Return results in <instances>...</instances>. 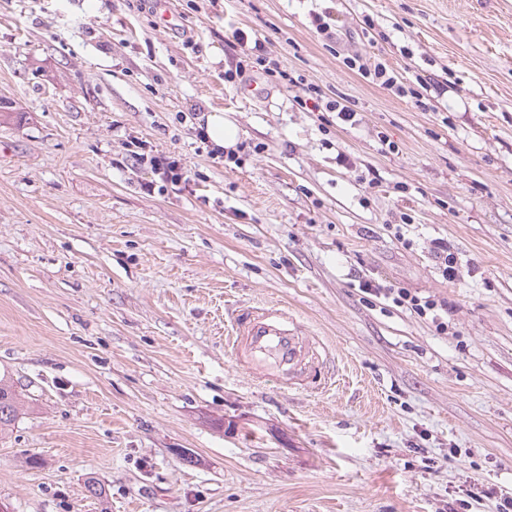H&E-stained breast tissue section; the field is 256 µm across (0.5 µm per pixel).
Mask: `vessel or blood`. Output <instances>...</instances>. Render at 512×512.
<instances>
[{
	"label": "vessel or blood",
	"mask_w": 512,
	"mask_h": 512,
	"mask_svg": "<svg viewBox=\"0 0 512 512\" xmlns=\"http://www.w3.org/2000/svg\"><path fill=\"white\" fill-rule=\"evenodd\" d=\"M227 341L235 359L254 375L287 386L301 383L319 363L313 342L283 306L237 307Z\"/></svg>",
	"instance_id": "b4317fda"
}]
</instances>
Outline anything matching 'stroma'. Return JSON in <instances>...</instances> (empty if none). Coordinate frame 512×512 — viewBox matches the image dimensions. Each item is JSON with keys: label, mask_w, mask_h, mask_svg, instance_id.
Here are the masks:
<instances>
[{"label": "stroma", "mask_w": 512, "mask_h": 512, "mask_svg": "<svg viewBox=\"0 0 512 512\" xmlns=\"http://www.w3.org/2000/svg\"><path fill=\"white\" fill-rule=\"evenodd\" d=\"M237 30L358 124L225 81ZM354 53L444 89L422 109ZM0 98V374L30 404L0 436L8 512H495L512 492V0H0ZM197 108L236 121L240 163L200 146ZM133 139L189 182L145 194ZM363 280L447 299V331ZM276 303L327 388L235 365L225 317ZM433 253L443 278L451 282L456 277V257L448 246V241L435 242Z\"/></svg>", "instance_id": "obj_1"}]
</instances>
